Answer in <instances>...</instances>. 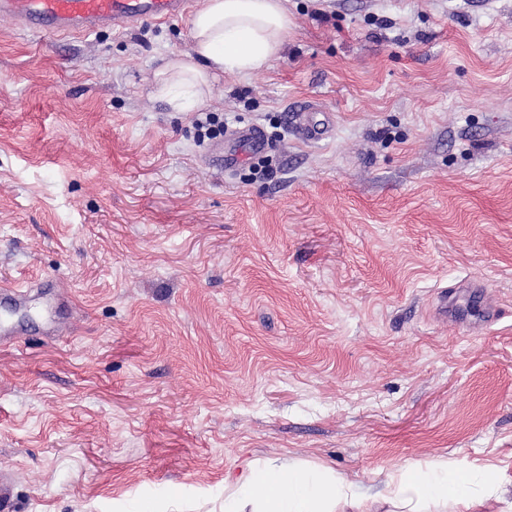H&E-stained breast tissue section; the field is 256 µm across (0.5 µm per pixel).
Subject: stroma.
Segmentation results:
<instances>
[{
	"label": "stroma",
	"instance_id": "35a3bbf8",
	"mask_svg": "<svg viewBox=\"0 0 512 512\" xmlns=\"http://www.w3.org/2000/svg\"><path fill=\"white\" fill-rule=\"evenodd\" d=\"M279 57L155 96L190 17L94 34L0 16V286L68 332L0 342L15 512H222L251 462L370 486L494 469L512 512V0H284ZM332 112L309 143L286 116ZM276 150L230 172L198 113ZM482 280L454 317L445 288ZM203 115L195 123L196 138L199 144L212 140L224 133V119L214 112H201ZM47 288H61L58 281L55 283L50 279H40L24 285L4 286L0 289V299L9 301L17 307L25 306L32 294H44Z\"/></svg>",
	"mask_w": 512,
	"mask_h": 512
}]
</instances>
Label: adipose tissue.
I'll return each instance as SVG.
<instances>
[{
	"label": "adipose tissue",
	"mask_w": 512,
	"mask_h": 512,
	"mask_svg": "<svg viewBox=\"0 0 512 512\" xmlns=\"http://www.w3.org/2000/svg\"><path fill=\"white\" fill-rule=\"evenodd\" d=\"M288 33L283 0H202L191 20L188 51L164 60L155 90L175 111L184 101L172 85L209 92L219 75L247 74L275 58ZM488 469L449 471L443 460L406 464L388 472L377 486L364 487L326 465L307 468L274 461L249 464L224 483V512H477L483 504L474 487L492 485Z\"/></svg>",
	"instance_id": "ef3b65f1"
}]
</instances>
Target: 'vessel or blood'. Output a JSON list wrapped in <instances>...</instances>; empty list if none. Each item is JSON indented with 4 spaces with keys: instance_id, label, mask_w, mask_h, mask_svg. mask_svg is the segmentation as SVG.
<instances>
[{
    "instance_id": "obj_1",
    "label": "vessel or blood",
    "mask_w": 512,
    "mask_h": 512,
    "mask_svg": "<svg viewBox=\"0 0 512 512\" xmlns=\"http://www.w3.org/2000/svg\"><path fill=\"white\" fill-rule=\"evenodd\" d=\"M190 0H0V14L18 18L27 29L46 33H94L112 27H130L147 19L175 20L188 11ZM298 132L307 141H317L328 136L330 120L312 121L309 115L297 116ZM234 143L246 145L253 154H262L273 146L264 128L252 125L236 131ZM52 280L43 278L23 285L0 288V299L17 307L25 306L32 294L49 293L50 307L57 310L65 305L64 294L52 292ZM478 300L485 295V285L480 281H466L440 296L443 313L455 314L457 295Z\"/></svg>"
}]
</instances>
